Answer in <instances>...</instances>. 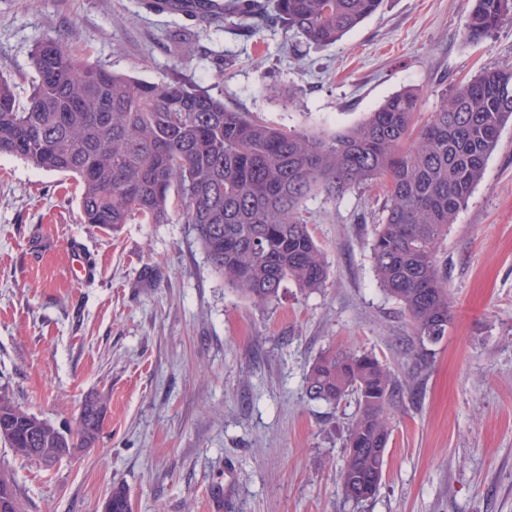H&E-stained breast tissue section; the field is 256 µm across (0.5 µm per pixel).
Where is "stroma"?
Returning a JSON list of instances; mask_svg holds the SVG:
<instances>
[{
	"label": "stroma",
	"mask_w": 512,
	"mask_h": 512,
	"mask_svg": "<svg viewBox=\"0 0 512 512\" xmlns=\"http://www.w3.org/2000/svg\"><path fill=\"white\" fill-rule=\"evenodd\" d=\"M472 0H382L327 46L215 29L147 0H0V71L28 72L45 35L148 81L180 76L280 129L331 135L389 96L420 93L417 124L465 77L512 63V22L465 43ZM194 44L186 62L179 41ZM60 173L0 156V392L56 424L107 397L97 447L44 467L0 444L24 512H100L127 487L134 512H350L338 485L354 405L304 396L320 353L367 349L416 370L415 338L380 290L369 250L373 185L311 195L304 214L330 263L325 288L293 284L256 305L225 288L184 224L79 221ZM80 252L91 276L73 267ZM453 321L392 435L365 512H512V123L442 245Z\"/></svg>",
	"instance_id": "35a3bbf8"
}]
</instances>
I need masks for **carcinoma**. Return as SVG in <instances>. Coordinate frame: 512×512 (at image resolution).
I'll list each match as a JSON object with an SVG mask.
<instances>
[{
	"label": "carcinoma",
	"instance_id": "1",
	"mask_svg": "<svg viewBox=\"0 0 512 512\" xmlns=\"http://www.w3.org/2000/svg\"><path fill=\"white\" fill-rule=\"evenodd\" d=\"M202 2L211 16L235 18L255 32L276 25L320 45L338 41L381 4ZM506 20L512 21V0H474L462 38L485 42ZM30 68L24 105L15 82L0 74V154L72 177L83 224L113 233L134 221L189 225L212 272L255 303L276 301L289 282L304 293L324 287L328 263L301 209L312 192L339 197L368 182L380 185L385 202L370 245L374 277L409 319L418 367H429V346L452 320L440 244L512 119V64L459 83L419 129L420 97L407 88L359 125L330 136L269 126L197 85L116 73L53 36L36 42ZM414 379L353 349L320 355L305 375L309 400L357 403L338 475L342 497L356 512L379 490L392 433L387 412ZM106 412L105 398L89 397L76 427L64 433L0 394V437L15 455L37 461L28 449L94 447ZM111 494L112 512H132L125 486H112Z\"/></svg>",
	"mask_w": 512,
	"mask_h": 512
}]
</instances>
